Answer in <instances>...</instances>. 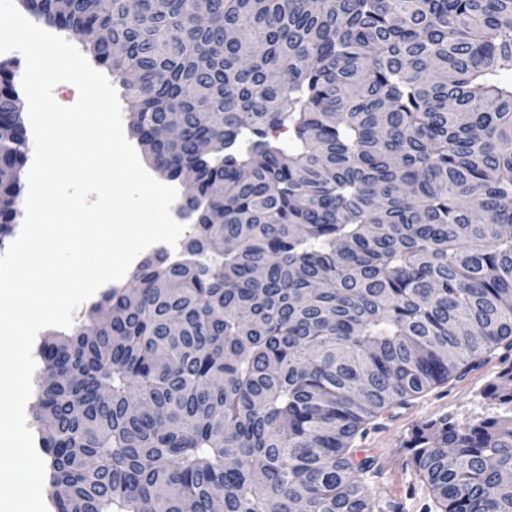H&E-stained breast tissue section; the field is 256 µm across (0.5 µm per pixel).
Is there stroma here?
I'll use <instances>...</instances> for the list:
<instances>
[{
    "mask_svg": "<svg viewBox=\"0 0 512 512\" xmlns=\"http://www.w3.org/2000/svg\"><path fill=\"white\" fill-rule=\"evenodd\" d=\"M511 365L512 347L498 348L463 379L432 389L414 406L398 410L396 417L385 416L368 425L357 445L374 458L373 483L385 498L396 503V512H421L428 502L404 447L415 426L442 418L464 424L506 413V406L489 398L486 391Z\"/></svg>",
    "mask_w": 512,
    "mask_h": 512,
    "instance_id": "obj_1",
    "label": "stroma"
}]
</instances>
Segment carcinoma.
Instances as JSON below:
<instances>
[{
    "label": "carcinoma",
    "mask_w": 512,
    "mask_h": 512,
    "mask_svg": "<svg viewBox=\"0 0 512 512\" xmlns=\"http://www.w3.org/2000/svg\"><path fill=\"white\" fill-rule=\"evenodd\" d=\"M21 2L195 195L178 259L43 343L57 512H385L356 438L512 345V0ZM22 113L0 65V243ZM404 448L424 512H512V414Z\"/></svg>",
    "instance_id": "cac0c4a2"
}]
</instances>
